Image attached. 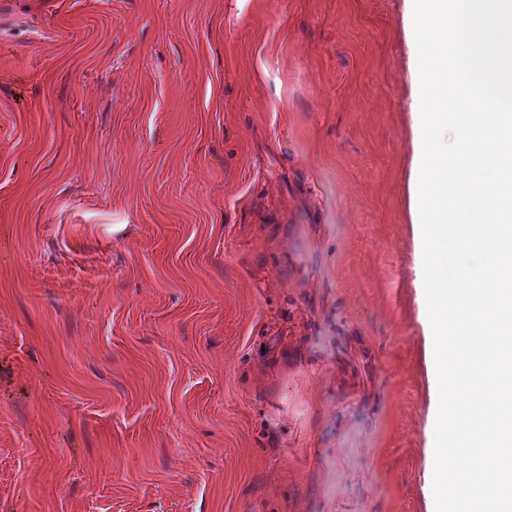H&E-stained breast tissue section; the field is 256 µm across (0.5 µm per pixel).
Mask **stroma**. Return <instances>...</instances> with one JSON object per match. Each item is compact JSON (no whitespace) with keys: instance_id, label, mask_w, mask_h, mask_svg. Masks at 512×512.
I'll list each match as a JSON object with an SVG mask.
<instances>
[{"instance_id":"obj_1","label":"stroma","mask_w":512,"mask_h":512,"mask_svg":"<svg viewBox=\"0 0 512 512\" xmlns=\"http://www.w3.org/2000/svg\"><path fill=\"white\" fill-rule=\"evenodd\" d=\"M403 0L0 5V512H433Z\"/></svg>"}]
</instances>
